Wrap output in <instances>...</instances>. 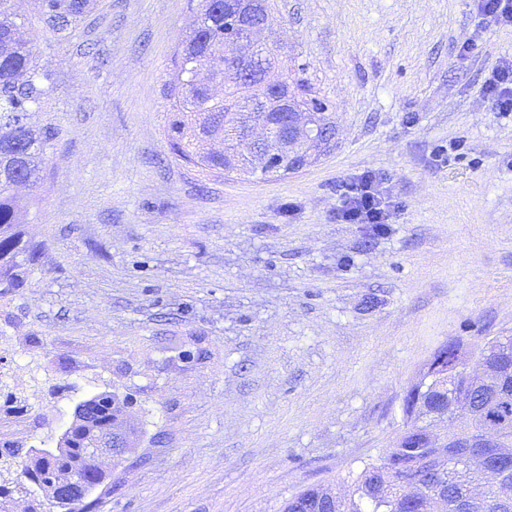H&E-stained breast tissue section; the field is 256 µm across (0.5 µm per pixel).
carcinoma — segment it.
Instances as JSON below:
<instances>
[{
	"mask_svg": "<svg viewBox=\"0 0 512 512\" xmlns=\"http://www.w3.org/2000/svg\"><path fill=\"white\" fill-rule=\"evenodd\" d=\"M52 35L69 38L78 23L92 10L93 0H0V295L21 285L33 264L37 248L24 240V224L33 202L15 194L19 184L35 186L56 139L50 124L35 126L31 113L37 111L53 83V74L41 67L26 37L29 5ZM196 16L198 28L189 32L173 60L169 82L172 117L169 145L187 163L206 170H224V154L207 147L209 134L221 128L224 106L210 101L196 85L197 65L224 62L232 48L224 43V5L221 0H201ZM305 108L326 112V100L311 93L301 79L295 80ZM261 111L252 109L232 127L240 141ZM239 173L258 180L282 176L288 157L273 165L266 159L237 160ZM512 335L493 336L471 349L460 339L454 346L436 351L419 372L423 380L414 384L403 399V427L389 448L373 462L342 480L343 489L312 487L288 500L284 512H429L427 488L439 494L447 512H512V499L500 496V488L483 483L478 470L461 471L444 467L449 455L460 454L461 436L477 432L496 417L512 421ZM471 404V417L464 427H455L444 444L431 440V425L454 414L460 402ZM121 430L129 438L134 429L122 417L119 396L104 392L79 403L74 419L57 447L44 453L39 448L22 451L10 442L0 443V459H18L45 477L72 466L74 455L103 438L104 429ZM95 468L89 460L72 471L81 484L80 495L67 504L48 497L60 512H96L100 498L92 497L96 484L86 480Z\"/></svg>",
	"mask_w": 512,
	"mask_h": 512,
	"instance_id": "carcinoma-1",
	"label": "carcinoma"
}]
</instances>
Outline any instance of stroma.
<instances>
[{"instance_id":"1","label":"stroma","mask_w":512,"mask_h":512,"mask_svg":"<svg viewBox=\"0 0 512 512\" xmlns=\"http://www.w3.org/2000/svg\"><path fill=\"white\" fill-rule=\"evenodd\" d=\"M268 41L335 116L278 180L172 154L168 81L199 0L31 20L59 130L31 201L37 260L0 297V438L53 448L130 394L139 435L99 512H282L374 458L434 350L512 332V112L484 93L512 27L478 0H274ZM370 175L387 229L338 218ZM198 360L181 359L182 350Z\"/></svg>"}]
</instances>
